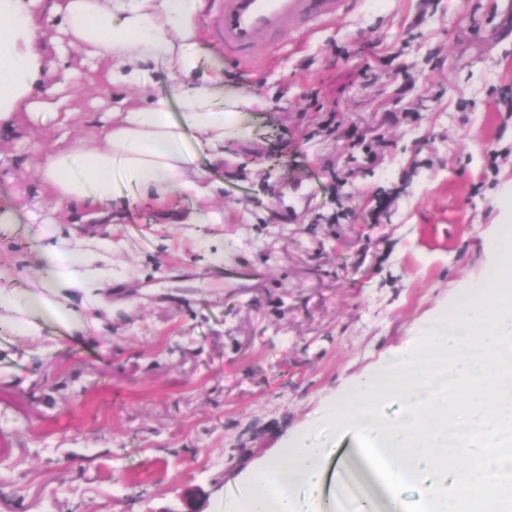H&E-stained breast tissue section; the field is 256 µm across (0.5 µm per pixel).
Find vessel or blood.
<instances>
[{
	"instance_id": "1",
	"label": "vessel or blood",
	"mask_w": 512,
	"mask_h": 512,
	"mask_svg": "<svg viewBox=\"0 0 512 512\" xmlns=\"http://www.w3.org/2000/svg\"><path fill=\"white\" fill-rule=\"evenodd\" d=\"M358 0H212L216 13L210 36L225 55L248 64L259 48L282 43L295 31L314 33L352 13ZM245 265L216 266L201 274L202 282H239L252 277Z\"/></svg>"
}]
</instances>
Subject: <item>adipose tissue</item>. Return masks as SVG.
Returning a JSON list of instances; mask_svg holds the SVG:
<instances>
[{
    "instance_id": "ef3b65f1",
    "label": "adipose tissue",
    "mask_w": 512,
    "mask_h": 512,
    "mask_svg": "<svg viewBox=\"0 0 512 512\" xmlns=\"http://www.w3.org/2000/svg\"><path fill=\"white\" fill-rule=\"evenodd\" d=\"M205 0H0V128L12 131L20 113L46 112L69 121L77 74L64 72L56 87L37 80L42 21L64 35L59 58L82 56L91 70L116 85L142 91L141 103L108 105L100 130L49 155L40 182L75 232L90 234L96 221L119 218L116 173L140 196L164 200L172 193L194 199L187 224H216L210 202L215 186L197 161L224 163V129L233 112L214 103L216 79L201 66L202 49L187 45ZM163 62L182 85L175 98L147 92L152 66ZM36 252L37 275L24 303L29 318H54L77 329V313L52 302L53 294L80 287L90 255L66 249L54 225H44ZM493 273L483 287L449 306L419 330L415 344L389 358L365 382L347 392L332 415L367 447L390 493L369 497L358 512H512V490L487 481L491 470L512 468V224L494 242ZM385 399L399 400L404 419L377 416ZM330 449L307 433L288 438L275 459L260 463L224 512H301L318 502L326 483ZM463 469L449 468V459ZM418 486L421 508L398 492Z\"/></svg>"
}]
</instances>
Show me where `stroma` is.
Wrapping results in <instances>:
<instances>
[{
	"mask_svg": "<svg viewBox=\"0 0 512 512\" xmlns=\"http://www.w3.org/2000/svg\"><path fill=\"white\" fill-rule=\"evenodd\" d=\"M212 21L192 41L243 114L223 168L199 161L224 221L181 223L191 199L144 204L115 177L121 220L96 232L112 250L59 296L86 331L27 333L17 304L0 307V512H182L189 489L214 512L294 433L343 455L355 436L326 421L339 396L486 278L512 213V0H360L251 65L206 38ZM118 94L79 84L74 130ZM59 137L39 112L0 134V210L40 200L36 223L0 224L20 238L0 247V290L26 288L39 223L63 219L36 192ZM216 252L255 276L203 297Z\"/></svg>",
	"mask_w": 512,
	"mask_h": 512,
	"instance_id": "stroma-1",
	"label": "stroma"
}]
</instances>
